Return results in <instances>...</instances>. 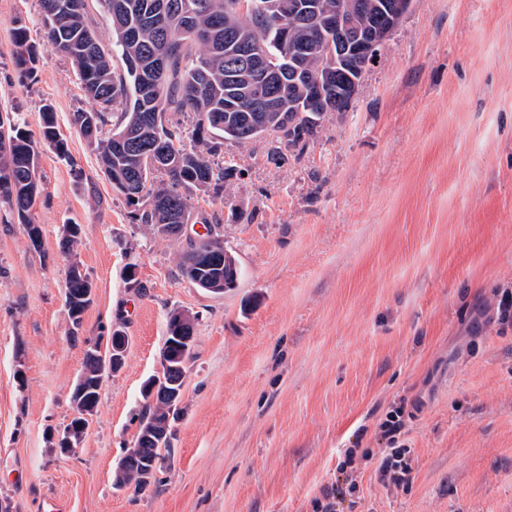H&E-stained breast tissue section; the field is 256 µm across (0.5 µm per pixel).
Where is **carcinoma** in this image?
<instances>
[{
	"mask_svg": "<svg viewBox=\"0 0 512 512\" xmlns=\"http://www.w3.org/2000/svg\"><path fill=\"white\" fill-rule=\"evenodd\" d=\"M308 2L310 24L303 25L288 14L279 22L266 21L264 12L277 9L285 0H253L248 14L237 11L238 0H96L100 13L112 27V51L98 41L86 7L63 11L59 22L49 14L58 6L86 0H40L43 14L42 42L67 59L75 69L81 88L96 107L72 113V125L92 151L100 172L112 190L124 196L131 219L145 224L162 237L180 239V222L195 221L206 233L185 239L178 268L187 281L214 294L236 286L239 266L224 249L221 225L204 214L192 215L190 194L221 198L232 167L211 161L229 142L244 146L270 137L301 154L315 141L329 111L341 103L344 85L360 80L368 65L366 47L358 43L345 56L329 85L318 82L322 48L334 35L320 19L336 8V0ZM369 8L357 23L362 33L375 29L393 0H368ZM195 15L197 25L210 37L195 36L184 26L185 14ZM254 41L260 69L246 74L249 65L236 56L235 36ZM14 62L31 74L37 62V46L28 28L14 29ZM305 44L309 52L297 63L290 45ZM161 52L167 65L151 71V60ZM120 59L116 66L114 59ZM190 115L197 147L184 144L181 118ZM41 132L57 155L70 158L67 143L54 131V112L42 113ZM134 131L151 146L160 141L163 153L151 157L139 145L118 147L113 138H103L106 127ZM41 192L38 153L33 134L25 122L10 118L0 122V206L21 224L30 246L41 248V227L33 207ZM81 228L64 227L61 251L76 253ZM92 282L79 263L70 265L65 282L64 303L72 326L80 328L91 306ZM195 317L174 324L167 314V352L161 372L153 377L156 394L142 393L144 404L138 415L134 444L138 457L120 461L115 472L117 489L145 490L154 480L165 456L173 448V423L179 408L169 392L185 382L192 358ZM116 332H100L87 345L70 403L73 418L67 425L71 438L79 442L88 418L97 413L104 378L112 371L102 354L114 344Z\"/></svg>",
	"mask_w": 512,
	"mask_h": 512,
	"instance_id": "obj_1",
	"label": "carcinoma"
}]
</instances>
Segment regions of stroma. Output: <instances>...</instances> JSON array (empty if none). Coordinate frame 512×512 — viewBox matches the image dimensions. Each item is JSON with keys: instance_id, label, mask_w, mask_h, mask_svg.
Listing matches in <instances>:
<instances>
[{"instance_id": "1", "label": "stroma", "mask_w": 512, "mask_h": 512, "mask_svg": "<svg viewBox=\"0 0 512 512\" xmlns=\"http://www.w3.org/2000/svg\"><path fill=\"white\" fill-rule=\"evenodd\" d=\"M42 32L39 0H0V113L32 131L52 105L70 157L37 141L42 247L0 208V504L40 512H512V0H412L343 115L301 158L264 138L225 145V200L194 194L238 259L217 295L182 278L183 243L131 223L71 125L91 109L72 65L42 50L16 67L12 34ZM81 227L75 256L58 246ZM94 285L80 329L71 261ZM137 266L144 292L127 287ZM194 330L174 448L142 493L113 474L158 374L166 318ZM129 337L76 455L49 433L101 326ZM402 412L408 483L379 465L380 425ZM354 458L340 471L346 449Z\"/></svg>"}]
</instances>
